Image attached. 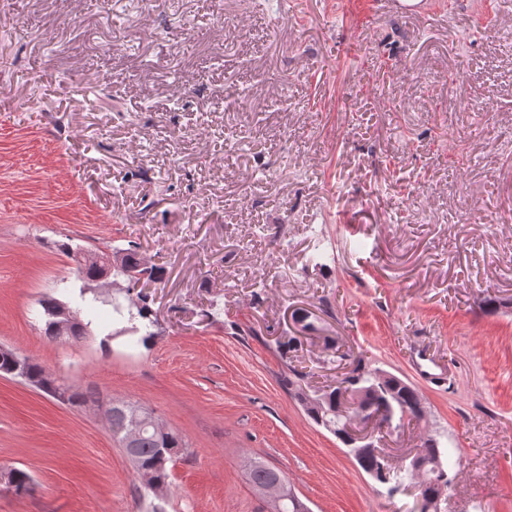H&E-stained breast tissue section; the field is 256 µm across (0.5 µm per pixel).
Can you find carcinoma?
<instances>
[{
	"instance_id": "obj_1",
	"label": "carcinoma",
	"mask_w": 512,
	"mask_h": 512,
	"mask_svg": "<svg viewBox=\"0 0 512 512\" xmlns=\"http://www.w3.org/2000/svg\"><path fill=\"white\" fill-rule=\"evenodd\" d=\"M61 249L78 259L80 273L84 279L79 292L80 305L74 308V312H87L92 308V304L97 302L108 305L112 308V321L123 324V327L115 330L113 335L138 333L140 334L138 342L144 345L150 343L155 336L151 328L156 326L153 311L147 297L138 293L133 299L131 292L140 282L145 284L162 282L163 273L161 269L144 263L139 256L138 244L130 241L125 248L112 249L113 254L119 257L117 265L112 269V283L119 285V288L110 299H102L92 292L91 282L104 274L103 266L88 261L81 255V249L72 247L68 242L61 244ZM40 305L46 317L45 335L49 339L54 341L63 339L77 343L87 334V325L78 320L62 330L56 329L54 317L56 310L61 306L71 307L70 302L48 295L40 301ZM22 372L24 381L62 402L76 404L95 400V394L92 392H78L57 382L40 364L28 357L22 358ZM377 372L378 369L369 368L359 362L350 371L344 373L339 384H345L353 391L362 392L360 409H368L372 412L384 409V419L390 427L400 429L404 427V422L407 420L424 418L422 400L412 385L392 374L382 381L376 377ZM302 378V374L293 372V375L286 380L288 391L294 393L302 402L308 416L316 424L330 430L337 438H343L346 417L341 414L339 405L336 403V389L310 396L304 392L300 384ZM128 407L130 404L125 401L112 403L110 428L115 437L119 436L124 424L123 409ZM181 447H183L182 438L165 426H151L142 432L137 444V471L144 480L140 497L154 494L168 484L171 475L170 464L173 463V458ZM415 458L420 469L416 470L408 465L396 470L381 459L364 455L356 456L359 466L365 472L371 474L377 482L389 485L388 494L396 492L398 485L404 482V476L407 475L419 479L422 496L430 500L440 494L441 487L448 485L443 475L448 473L450 467L459 465V461L453 462L445 458V451L440 448V442L430 435L421 438L419 452ZM248 472L257 490L273 478L284 479L279 470L256 460L250 461Z\"/></svg>"
}]
</instances>
